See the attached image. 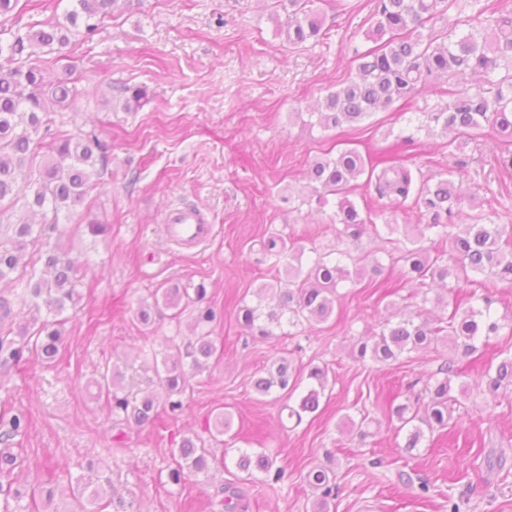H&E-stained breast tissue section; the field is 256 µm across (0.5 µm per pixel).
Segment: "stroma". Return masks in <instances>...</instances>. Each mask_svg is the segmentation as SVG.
<instances>
[{
  "label": "stroma",
  "mask_w": 512,
  "mask_h": 512,
  "mask_svg": "<svg viewBox=\"0 0 512 512\" xmlns=\"http://www.w3.org/2000/svg\"><path fill=\"white\" fill-rule=\"evenodd\" d=\"M71 7V0H20L12 14L0 16V38L64 22ZM314 7L325 18L324 34L296 47L279 33L288 24V0H120L94 35L80 32L63 51L33 55L46 80L69 75L81 94L66 130L97 127L111 147L88 196L92 217L107 233L70 240L81 264V301L66 313L61 356L49 366L32 357L0 370V412L27 416L12 447L18 459L11 476L57 486L58 512H68L67 491L87 477L91 462L115 492L107 512H220L216 490L228 483L241 491L238 512H311L316 492L304 476L326 463L340 486L330 512H448L452 500L460 512H512V395L498 398L489 414L462 400L447 430L411 456L388 423L360 435L361 413L372 409L377 394L436 371L448 357L441 345L387 364L353 358L357 339L390 308L434 309L417 286L403 283L400 265L387 264L383 273L398 285L389 299L347 289L334 315L312 328L286 326L263 338L241 324L240 307L254 304L258 288L276 274L256 239L277 233L323 251L335 247V203L305 204L303 189L309 165L340 149L388 158L432 179L446 176L476 198L479 214L512 224V167L503 165L493 130L452 141L410 124L415 114L447 101V81L354 125H310L311 106L354 77L356 52L374 44V0H344L340 7L316 0ZM128 88L146 93L129 108ZM348 197L371 210L376 224L419 221L414 209L384 207L361 183H353ZM180 207L197 208L213 226L197 247L166 233L167 213ZM200 285L215 312L208 329L224 348L221 360L193 374L181 415L163 414L153 425L118 433L107 403L90 397L85 384L116 365L122 394L139 399L160 392L167 341L192 334L195 312L172 321L169 309L154 307L153 294ZM487 290L502 299L507 326L492 345L459 359V380L467 385L499 352L512 351V287L475 275L447 294L465 308L472 293ZM143 307L150 308L151 323L140 321ZM278 357L301 371L312 361L329 367L319 410L289 431L276 424L279 401L250 386ZM220 411L232 417L228 450L276 456L290 474L288 484L246 481L235 467L219 464L183 485L168 483L182 438L203 433ZM378 457L382 465L371 466ZM402 471L411 484L400 483ZM423 480L430 485L425 496Z\"/></svg>",
  "instance_id": "obj_1"
}]
</instances>
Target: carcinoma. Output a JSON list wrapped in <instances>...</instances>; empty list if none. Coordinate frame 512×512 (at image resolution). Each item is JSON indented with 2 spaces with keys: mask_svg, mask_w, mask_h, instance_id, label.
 <instances>
[{
  "mask_svg": "<svg viewBox=\"0 0 512 512\" xmlns=\"http://www.w3.org/2000/svg\"><path fill=\"white\" fill-rule=\"evenodd\" d=\"M66 15L74 28L84 27L85 34L94 33L97 22L109 14L117 0H75ZM292 19L283 34L289 44L298 46L321 35L323 18L310 7L313 0H290ZM453 0H375L373 31L375 45L356 56L357 77L341 88L329 92L316 112L315 124L323 129L359 123L377 110L411 97L420 87L440 79H451L466 70L479 74L489 88L474 91H448V103L421 113L417 129L443 134L470 133L491 126L512 142V8L495 6L487 0H473L472 12L456 24L469 31L461 36L446 33L448 42L439 43L433 34L424 33L427 23H448V10ZM69 43L67 29L60 24H46L37 30L12 35L0 42V282L7 280L16 291L0 295V366L15 365L33 354L41 361H56L62 346L65 321L58 316L75 307L79 295L75 288L76 263L64 248L62 237L67 227L60 216H76L89 235H104L100 224L83 213L93 183L105 170L109 144L100 138L96 128L69 132L60 128L54 104L69 108L78 89L66 80L50 86L43 84L42 68L23 59L29 48L50 50ZM504 69L509 77L492 79ZM365 177L367 191L374 192L387 204H401L414 197V207L425 218L419 235L404 234L397 247L402 278L408 282L429 279L448 286V279L459 280L469 274H480L512 285V250L501 246L506 224H483L481 216L469 215L471 223L455 224L463 198L454 183L441 178L434 184L424 180L413 190L412 170L403 164L380 160L366 163L353 148H344L331 158L315 160L307 177L319 197L340 196L332 223L338 225L337 237L344 243L358 240L373 224L371 213H362L347 199L351 183ZM306 247L301 242L286 245L283 239L269 237L260 241V251L285 263L288 287L267 285L260 292L271 296L272 304H257L241 309L244 326L260 336L273 335L283 323L291 327L313 325L332 316L338 289L355 284L350 266H359L364 258L353 255L347 246L331 253L312 248L308 263H302ZM164 304L185 311L189 303L187 289L167 288ZM491 293L479 296L466 308L455 305L446 315L430 319L418 311L412 319L386 323L373 343L361 341L355 358L375 363L395 362L405 354L429 349L446 341L453 355L422 381L407 384L404 394L386 397L379 404L388 424L404 433L405 451H412L425 439V431L448 429L449 406L458 397L469 395L465 385L454 386V356L467 357L486 345L503 328ZM35 313L31 323L16 322L15 308ZM53 316L42 320L41 310ZM217 356V347L209 332L201 331L184 347V359L194 371H202ZM122 375L113 369L93 382L98 394L106 397L112 413L123 414L122 422L142 426L153 421L158 408L177 414L183 409L178 399L185 390L186 372L183 359L174 361L163 380L168 399L160 404L147 396L132 402L120 394ZM307 386L299 390L302 380L286 358L274 360L264 374L254 379L256 394L278 393L286 398L288 418L303 421V415L318 411L329 384V371L319 365L309 366ZM481 385L493 398L512 394V352L500 354L497 362L485 369ZM458 395H453V392ZM27 427L24 414L0 413V443L21 434ZM213 461L210 449L202 439L185 437L177 448L175 467L168 472L174 485L189 476L209 470ZM235 466L247 479L262 474L273 484L286 476L277 457L253 448H239ZM306 481L319 491L313 512H330L336 499V473L329 466L314 467ZM220 504L224 512H237L238 490L223 485ZM26 494L0 483L3 512H15L11 502H20ZM54 491L43 486L31 492V503H40L42 512H52ZM75 501L86 499L88 506L77 512H104L109 506L103 486L88 481L73 495Z\"/></svg>",
  "mask_w": 512,
  "mask_h": 512,
  "instance_id": "carcinoma-1",
  "label": "carcinoma"
}]
</instances>
